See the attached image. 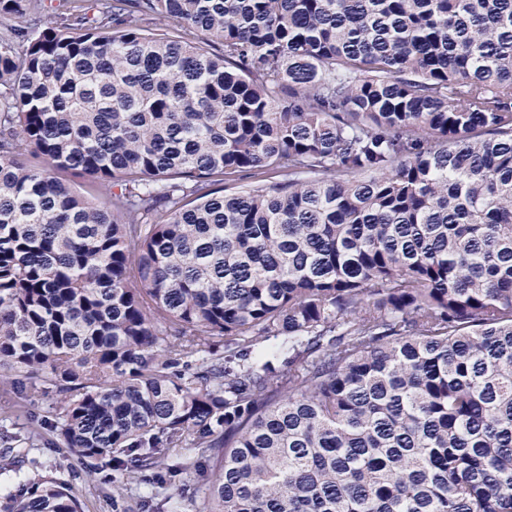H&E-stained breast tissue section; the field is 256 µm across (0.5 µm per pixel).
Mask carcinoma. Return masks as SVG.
I'll list each match as a JSON object with an SVG mask.
<instances>
[{
  "label": "carcinoma",
  "instance_id": "1",
  "mask_svg": "<svg viewBox=\"0 0 512 512\" xmlns=\"http://www.w3.org/2000/svg\"><path fill=\"white\" fill-rule=\"evenodd\" d=\"M12 18L0 419L56 401L7 512H83L36 441L114 512H512V0ZM32 458H37L48 467L57 464V470L53 471V476L72 485L82 500L84 512H113L112 490L107 487L100 488L84 484L76 457L63 458L62 454H59L55 448H29L24 459L25 462L22 463L24 471H29L31 468L29 460ZM106 495H111V498L106 497Z\"/></svg>",
  "mask_w": 512,
  "mask_h": 512
}]
</instances>
